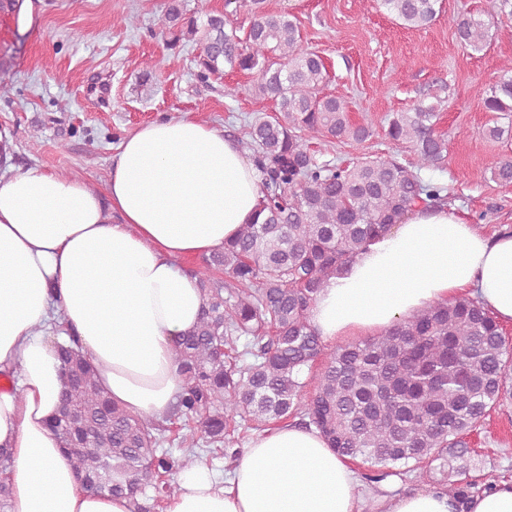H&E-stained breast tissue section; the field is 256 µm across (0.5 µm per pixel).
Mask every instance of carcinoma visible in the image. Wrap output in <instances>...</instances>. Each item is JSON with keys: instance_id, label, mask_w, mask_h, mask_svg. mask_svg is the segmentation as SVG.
<instances>
[{"instance_id": "carcinoma-1", "label": "carcinoma", "mask_w": 512, "mask_h": 512, "mask_svg": "<svg viewBox=\"0 0 512 512\" xmlns=\"http://www.w3.org/2000/svg\"><path fill=\"white\" fill-rule=\"evenodd\" d=\"M439 3L381 0L410 28L429 25ZM261 4L252 0L242 37L226 28L224 14L188 16L179 0L160 20L171 45L199 47L198 78L251 74L255 95L278 106L244 132L265 176L261 223L244 225L192 271L204 305L175 344L182 390L161 419L131 415L105 395L72 336L58 346L67 383L52 430L72 452L83 489L125 495L133 512H158L178 491L183 461L164 448L169 433L182 432V442L202 445L213 459L234 454L240 432L290 419L318 430L337 455L377 468V480L400 464L426 481L440 460L454 478L446 492L465 501L479 486L469 476L467 438L512 399V343L468 297L332 347L311 327L310 309L330 276L415 207L446 201L442 187L423 183L391 154L346 166L318 158L319 144L361 143L371 125L354 121L345 101L320 95L325 61L303 48L296 22ZM508 6L512 0H491L487 11L460 15L459 42L483 50L494 14ZM475 94L486 111L512 117V75ZM440 108L423 97L385 118L387 138L408 145L421 167L447 155Z\"/></svg>"}]
</instances>
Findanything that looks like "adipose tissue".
Returning <instances> with one entry per match:
<instances>
[{
    "label": "adipose tissue",
    "mask_w": 512,
    "mask_h": 512,
    "mask_svg": "<svg viewBox=\"0 0 512 512\" xmlns=\"http://www.w3.org/2000/svg\"><path fill=\"white\" fill-rule=\"evenodd\" d=\"M263 175L236 140L195 117L157 120L120 143L105 186L31 168L0 175V447L9 512H132L83 491L49 429L64 377L60 321L100 386L127 412L162 418L182 388L178 338L204 296L181 258L223 248L256 219ZM478 298L512 322V235L480 233L455 210L418 209L321 288L310 323L323 340L376 333L425 307ZM291 470H284V463ZM166 512H512V483L458 500L434 487L360 490L320 435L285 424L255 435L217 475L181 467Z\"/></svg>",
    "instance_id": "adipose-tissue-1"
}]
</instances>
